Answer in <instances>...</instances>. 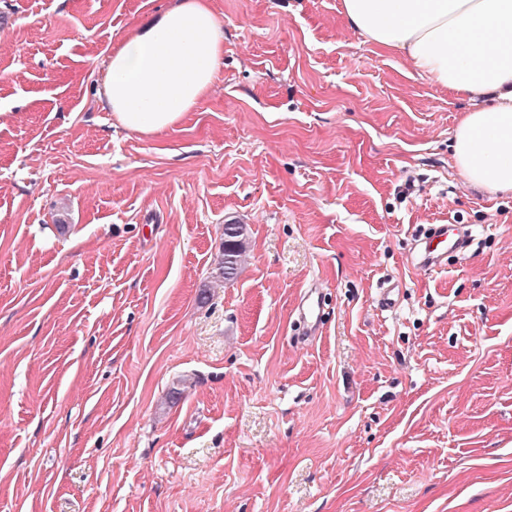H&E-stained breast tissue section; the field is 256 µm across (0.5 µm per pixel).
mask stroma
<instances>
[{"instance_id":"obj_1","label":"stroma","mask_w":512,"mask_h":512,"mask_svg":"<svg viewBox=\"0 0 512 512\" xmlns=\"http://www.w3.org/2000/svg\"><path fill=\"white\" fill-rule=\"evenodd\" d=\"M176 2L0 0V512H512V194L454 164L470 102L342 0H210L213 85L127 133L108 57ZM436 224L474 241L427 269ZM224 241L221 245V258L217 267V278L224 283L234 280L247 258V246L243 225L234 218L225 220ZM222 279V280H220ZM299 316L308 334L312 335L318 330L320 323V296L315 290H309L304 296Z\"/></svg>"}]
</instances>
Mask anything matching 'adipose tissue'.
I'll use <instances>...</instances> for the list:
<instances>
[{"label": "adipose tissue", "instance_id": "obj_1", "mask_svg": "<svg viewBox=\"0 0 512 512\" xmlns=\"http://www.w3.org/2000/svg\"><path fill=\"white\" fill-rule=\"evenodd\" d=\"M343 12L375 48L474 102L454 131L455 164L473 186L512 193V0H343ZM223 57L209 0H181L113 49L102 104L128 132L166 131L198 104Z\"/></svg>", "mask_w": 512, "mask_h": 512}]
</instances>
